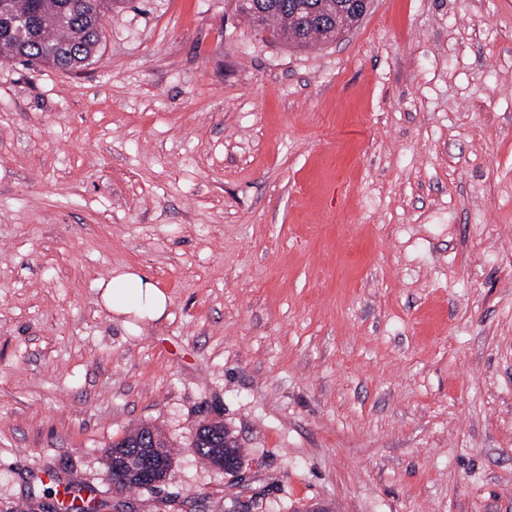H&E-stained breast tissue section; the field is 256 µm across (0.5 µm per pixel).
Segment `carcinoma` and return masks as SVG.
<instances>
[{"label": "carcinoma", "mask_w": 512, "mask_h": 512, "mask_svg": "<svg viewBox=\"0 0 512 512\" xmlns=\"http://www.w3.org/2000/svg\"><path fill=\"white\" fill-rule=\"evenodd\" d=\"M337 0H237V10L255 26L275 38L297 47L317 41L328 42L344 29L336 11ZM121 0H0V55L30 65H46L60 71L81 68L94 58L102 45V20L119 7ZM224 432V459L242 464L243 451L224 424H201L196 430L195 448L208 464L217 465L211 450L199 437L212 429ZM146 428L126 433L106 451L113 487L120 491L139 490L141 485L124 479L112 469V456L130 446Z\"/></svg>", "instance_id": "1"}]
</instances>
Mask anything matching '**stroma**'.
Returning a JSON list of instances; mask_svg holds the SVG:
<instances>
[{
  "label": "stroma",
  "mask_w": 512,
  "mask_h": 512,
  "mask_svg": "<svg viewBox=\"0 0 512 512\" xmlns=\"http://www.w3.org/2000/svg\"><path fill=\"white\" fill-rule=\"evenodd\" d=\"M0 58V512H512V0H371L300 52L235 0H127ZM124 266L168 315L123 324ZM246 482L199 460L200 422ZM176 454L119 492L104 455ZM109 280L101 279L97 288L101 302L118 318L134 315L140 319L158 321L168 310L169 298L147 275L134 269L115 271ZM214 428L220 429L224 432V448H211L213 451L212 456L210 448H206V445L200 441V437L202 432H208ZM195 448L199 456L209 465L214 467L218 464L215 457L220 456H223L224 460L236 462L237 464L242 465V448H239V444L235 436L219 421H216L212 425L200 424L198 426L196 430ZM239 465L224 462V467L221 468V471L224 472L225 475H230L232 478L241 481L244 473L242 472V466ZM150 429L149 427L133 429L126 433L118 442H112V445L106 451L105 465L114 488L120 491L139 490L144 489V487L140 485L144 484L150 487L146 489H151L157 487L164 481V474L159 476L161 465L156 461V457L153 454L155 442L158 439L155 434V429H153L155 432L151 431L149 434H145L142 439L138 440L136 448H127L134 442L135 437L139 436L144 431H150ZM121 448H125V452L122 456V467L125 472V477L129 481L124 479L121 472L112 469V456ZM154 453L169 470L172 463V452L164 438L163 440L160 438L157 441V447Z\"/></svg>",
  "instance_id": "35a3bbf8"
}]
</instances>
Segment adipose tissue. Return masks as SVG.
<instances>
[{"instance_id": "obj_1", "label": "adipose tissue", "mask_w": 512, "mask_h": 512, "mask_svg": "<svg viewBox=\"0 0 512 512\" xmlns=\"http://www.w3.org/2000/svg\"><path fill=\"white\" fill-rule=\"evenodd\" d=\"M98 286L104 308L116 317L133 315L157 321L167 313V294L140 271L127 269L116 272L110 279L100 280Z\"/></svg>"}]
</instances>
